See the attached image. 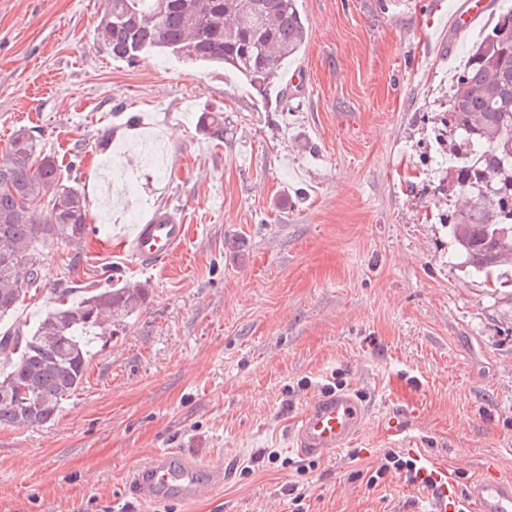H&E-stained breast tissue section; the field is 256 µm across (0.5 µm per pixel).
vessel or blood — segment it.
I'll return each mask as SVG.
<instances>
[{"label":"vessel or blood","instance_id":"b4317fda","mask_svg":"<svg viewBox=\"0 0 512 512\" xmlns=\"http://www.w3.org/2000/svg\"><path fill=\"white\" fill-rule=\"evenodd\" d=\"M186 235L184 224L159 211L138 225L128 242L129 254L140 266L155 267L184 247ZM367 412L366 405L352 392L322 395L299 417L291 445L303 455L335 452L354 439ZM213 481V471L187 463L185 455L174 449L157 453L135 469L131 477L139 496L158 504L193 501L200 487ZM465 497L473 512H512V475H480L467 485Z\"/></svg>","mask_w":512,"mask_h":512}]
</instances>
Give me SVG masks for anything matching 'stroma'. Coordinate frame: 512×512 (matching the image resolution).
<instances>
[{
  "label": "stroma",
  "mask_w": 512,
  "mask_h": 512,
  "mask_svg": "<svg viewBox=\"0 0 512 512\" xmlns=\"http://www.w3.org/2000/svg\"><path fill=\"white\" fill-rule=\"evenodd\" d=\"M298 5L307 39L260 87L170 54L108 57L106 0H0V153L32 128L84 191L91 227L80 264L46 246L39 290L7 323L35 328L53 288H97L111 271L149 286L93 343L54 423L0 428V512H291L294 485L306 512L437 507L399 472L368 486L388 448L445 462L461 490L483 468L512 472V287L459 264L439 216L470 200L437 190L453 78L512 0L465 27L460 0ZM217 109L220 142L196 128ZM112 163L136 174L141 204L107 219ZM160 208L188 240L146 269L126 239ZM330 389L370 413L348 447L298 454L290 429ZM167 448L223 470L222 486L136 501L129 474ZM261 448L278 462L254 461Z\"/></svg>",
  "instance_id": "stroma-1"
}]
</instances>
